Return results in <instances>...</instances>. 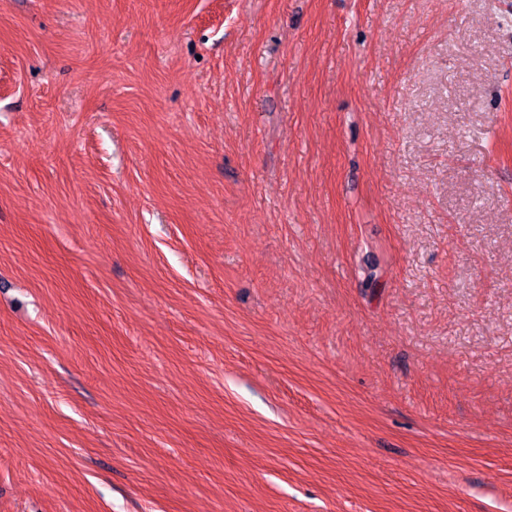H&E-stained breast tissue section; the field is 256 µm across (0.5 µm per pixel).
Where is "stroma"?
Masks as SVG:
<instances>
[{
    "instance_id": "stroma-1",
    "label": "stroma",
    "mask_w": 512,
    "mask_h": 512,
    "mask_svg": "<svg viewBox=\"0 0 512 512\" xmlns=\"http://www.w3.org/2000/svg\"><path fill=\"white\" fill-rule=\"evenodd\" d=\"M0 512H512V0H0Z\"/></svg>"
}]
</instances>
